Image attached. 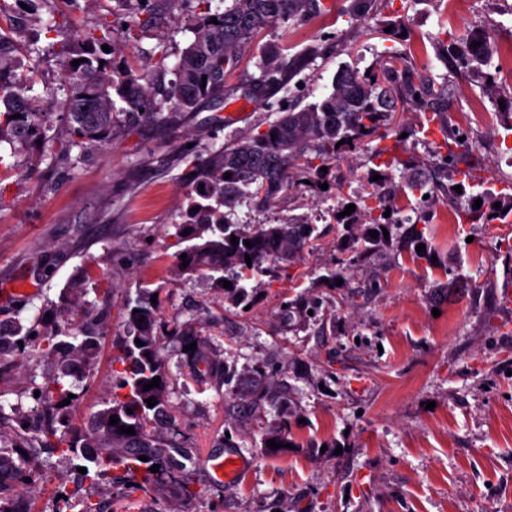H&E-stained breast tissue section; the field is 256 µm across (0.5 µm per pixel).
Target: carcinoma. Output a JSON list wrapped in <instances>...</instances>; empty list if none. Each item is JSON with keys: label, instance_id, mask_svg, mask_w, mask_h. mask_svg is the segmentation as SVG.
<instances>
[{"label": "carcinoma", "instance_id": "1", "mask_svg": "<svg viewBox=\"0 0 512 512\" xmlns=\"http://www.w3.org/2000/svg\"><path fill=\"white\" fill-rule=\"evenodd\" d=\"M327 11L329 8L322 0H232L221 13L205 12L193 25L194 39L175 65V80L160 102L150 99L149 83L155 74L167 70L166 50L156 53L154 68L136 72L113 59L103 58L102 45L110 35L106 24L100 23L82 36L70 39L64 36L59 21L50 20L46 31L62 37L58 56L66 86L62 119L68 137L58 143V153L68 156L75 147L84 153L101 147L112 135L120 113L131 119L157 117L165 104L176 112L196 111L203 100L224 93V81L216 74L224 72L235 53L248 45L257 31L289 19H302L310 12ZM213 17L217 19L215 24L211 22ZM3 20L0 23V142L16 144L24 151L51 141L48 131L53 126V113L47 111L40 99L30 95V79L18 74L20 55L37 53L39 49L16 38V20L7 16ZM474 41L478 46H472ZM315 53L314 47L292 54L283 44L263 46L258 63L261 81L251 83L248 97L259 103L270 90L287 88L309 66ZM449 55L460 66L472 69L488 66L492 60V51L481 33L468 35ZM77 59L82 63L75 67L72 62ZM402 61V54L395 51L380 71L368 74L342 65L333 76L331 90L321 100L300 109L292 107L266 131L211 152L197 174L193 186L196 199L186 213L188 222L181 227L190 231L181 237L186 242L182 252L189 261L182 272L215 276L232 283L230 293L236 304L248 306L252 296L245 274H259L266 270L267 263L290 262L312 251L315 227L302 217H292L283 224L246 226L231 216L243 205L256 201L270 204L276 200L288 186L289 169L295 166L312 168L319 182L330 183L328 174L320 168H332L342 153L355 150L392 129L400 96L422 101L423 111L435 114L436 109L423 102V90L406 83L401 91H395L396 64ZM118 100L123 103L119 109ZM312 152L313 158L309 157ZM315 158L320 160L317 165L313 164ZM390 166L391 163L385 162L383 168L368 171L370 175L381 176L373 182L370 194L377 205H357L351 214L336 218L347 229L358 224L359 217L367 218V225L356 238L354 256L341 257L338 264L349 265L355 255L372 250L378 239L371 237L369 231L381 235L382 228L401 223L399 219L393 221L383 216L386 211L395 214L397 210L390 207L387 195L378 191L385 182V169ZM227 173L228 179L224 178ZM431 180L428 172L413 167L405 169L404 188L413 195L419 194L424 207L430 202ZM468 215L470 220L484 224L503 218L502 210L494 207L471 209ZM233 236L238 238V243L230 242ZM246 240L251 246L244 245ZM247 256L251 258L249 264L245 262ZM161 304L160 299L152 303L149 296L127 300L125 336L118 345V353L112 357V362L122 366L118 384L103 407L92 415L90 428L85 432L69 431L72 405L60 407L58 403L72 393L70 379L87 378L95 369L101 333L92 319L85 314L71 317L65 330L45 320L30 326L17 321L10 334L0 333V367L21 352L18 342L27 341L32 334L40 337L45 356L57 358V373L36 387L39 391L36 408L19 419L9 444L0 446V512H31L30 501L15 495L13 489L32 478L38 463L37 449L47 447L57 449L64 458L82 460V467L86 468L84 478L92 484L121 469L130 478L134 492L150 495L166 487L186 498L193 497L180 475L177 455L182 453V448L177 439V425L170 420L162 430L157 426L166 416L168 406L166 361L158 335ZM137 339L144 345H137ZM186 356L190 374L197 381L224 379L231 373L226 359L199 344L187 351ZM156 376L160 377L159 386L144 390L143 385ZM152 397L156 405L149 407L146 399ZM253 401L267 404L279 420L265 440L288 443V400L258 385L253 391ZM112 416L118 419V424H109ZM129 426L135 434L120 432ZM142 456L148 460H140ZM155 464L159 468L153 473L150 468Z\"/></svg>", "mask_w": 512, "mask_h": 512}]
</instances>
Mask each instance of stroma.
Segmentation results:
<instances>
[{
    "instance_id": "1",
    "label": "stroma",
    "mask_w": 512,
    "mask_h": 512,
    "mask_svg": "<svg viewBox=\"0 0 512 512\" xmlns=\"http://www.w3.org/2000/svg\"><path fill=\"white\" fill-rule=\"evenodd\" d=\"M352 0H331V10L261 30L226 68L230 99L205 100L197 111L166 119L117 122L102 150L61 157L45 152L48 178L27 174L28 153L0 144V327L43 314L65 318L62 293L80 268H91L98 299L94 316L103 335L98 362L76 388L73 413L83 424L109 396L113 344L123 334L124 304L160 291L167 325L191 331L233 365L231 382L197 383L181 362L179 341H164L170 413L187 454L182 475L196 494L179 500L161 490L131 492L109 480L81 483L75 461L42 449L32 497L37 512H55L56 497L107 504L110 512H512V213L489 224L466 214L471 196L452 200L436 190L428 209L401 190L392 169L387 187L403 215L426 213L424 236L434 259L384 241L348 268L341 286L321 280L341 256L345 240L338 210L368 194L375 150L429 168L445 149L462 159L448 171L470 173L494 192L512 190V130L502 125V104L512 102L482 70L447 64L439 47L472 32L512 41V0H372L354 16ZM222 0H52L41 17L63 18L69 35L100 20L109 43L133 69L149 67L158 50L176 64L189 45L190 24ZM26 38L40 54L23 57L35 71V94L49 111L63 110L65 93L56 50L45 30ZM281 42L320 53L288 89L265 103L245 98L259 49ZM405 57L398 79L431 90L440 116L427 135L426 114L412 101L398 107L407 137L395 133L342 156L333 173L337 189L324 193L312 171L290 169L288 189L262 211L239 207L244 224H279L307 216L318 239L313 252L255 275L250 308L207 276L178 272L183 248L176 226L190 204L189 173L213 150L266 131L286 106L316 102L345 63L378 67L391 52ZM486 106L490 118L473 119ZM460 223L445 224V211ZM30 291H19V283ZM320 304L322 320L287 312L297 299ZM55 359L30 342L0 370V407L34 405L32 393L56 372ZM260 379L288 400V448H265L273 416L246 388ZM249 460L232 482L212 483L203 466L222 435Z\"/></svg>"
}]
</instances>
